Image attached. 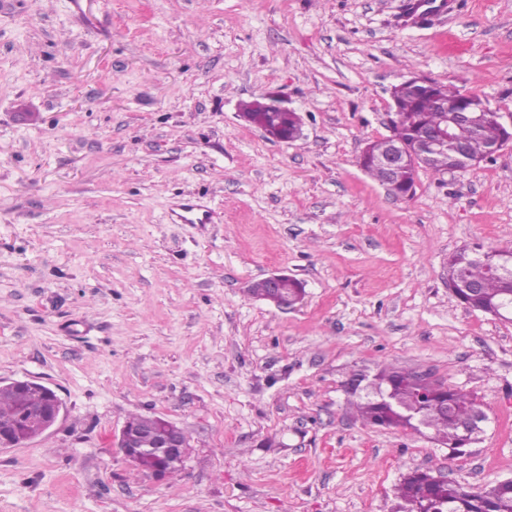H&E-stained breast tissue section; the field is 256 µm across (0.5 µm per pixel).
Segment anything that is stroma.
Segmentation results:
<instances>
[{
  "label": "stroma",
  "instance_id": "35a3bbf8",
  "mask_svg": "<svg viewBox=\"0 0 512 512\" xmlns=\"http://www.w3.org/2000/svg\"><path fill=\"white\" fill-rule=\"evenodd\" d=\"M414 2L0 0V381L64 404L0 451V512H397L414 470L512 478V322L445 284L512 247V146L407 198L358 165L409 74L512 114V0ZM267 95L300 139L241 118ZM277 272L303 304L248 294ZM386 364L476 398L464 456L357 418L349 377ZM133 413L187 430L183 471L111 451ZM1 385H10L14 390L39 389L44 393L42 406L29 417V423L23 433H12L11 437L0 433V450L19 448L42 436L59 420L63 404L55 391L31 379L13 380Z\"/></svg>",
  "mask_w": 512,
  "mask_h": 512
}]
</instances>
